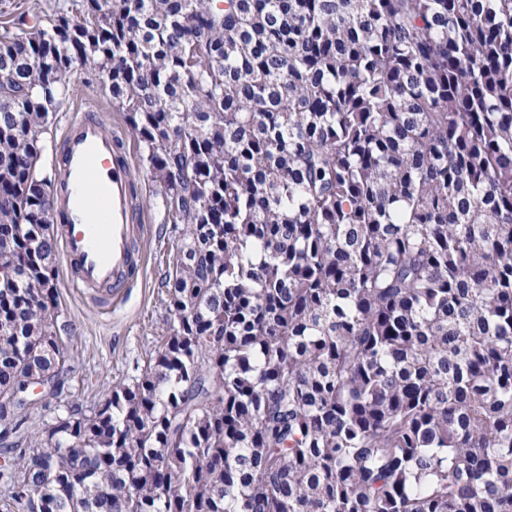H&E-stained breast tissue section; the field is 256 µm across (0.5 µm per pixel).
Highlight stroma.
I'll return each instance as SVG.
<instances>
[{
    "label": "stroma",
    "mask_w": 512,
    "mask_h": 512,
    "mask_svg": "<svg viewBox=\"0 0 512 512\" xmlns=\"http://www.w3.org/2000/svg\"><path fill=\"white\" fill-rule=\"evenodd\" d=\"M69 81L75 92L56 112L42 135L45 170L53 168V151L60 140L65 116L89 105L95 107L106 129L123 136L125 151L138 174L135 183L140 202L138 221L150 227L141 245L145 255L143 271L112 311L101 310L89 295L69 288L65 276L57 278L60 306L77 328L71 346L73 372L61 399L88 403L104 396L113 384L130 381L137 375L149 350L167 335L169 315L161 279L178 234L173 225L164 221L159 186L151 176L143 146L132 134L124 113L112 109L107 93L91 71L75 70Z\"/></svg>",
    "instance_id": "stroma-1"
}]
</instances>
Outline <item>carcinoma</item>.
Returning <instances> with one entry per match:
<instances>
[{
  "mask_svg": "<svg viewBox=\"0 0 512 512\" xmlns=\"http://www.w3.org/2000/svg\"><path fill=\"white\" fill-rule=\"evenodd\" d=\"M0 32V396L60 381L74 70L172 223L169 335L0 468L32 512H512V0H68ZM29 406L0 399V445Z\"/></svg>",
  "mask_w": 512,
  "mask_h": 512,
  "instance_id": "carcinoma-1",
  "label": "carcinoma"
}]
</instances>
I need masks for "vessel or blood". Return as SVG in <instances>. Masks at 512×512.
Masks as SVG:
<instances>
[{
	"instance_id": "vessel-or-blood-1",
	"label": "vessel or blood",
	"mask_w": 512,
	"mask_h": 512,
	"mask_svg": "<svg viewBox=\"0 0 512 512\" xmlns=\"http://www.w3.org/2000/svg\"><path fill=\"white\" fill-rule=\"evenodd\" d=\"M53 220L71 288H91L111 308L142 266L136 176L120 138L91 113L65 121Z\"/></svg>"
}]
</instances>
